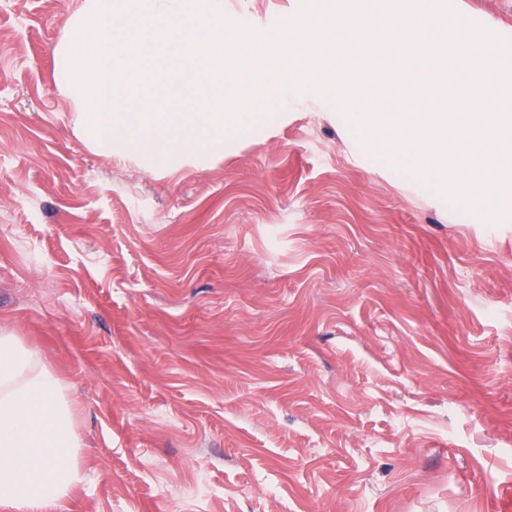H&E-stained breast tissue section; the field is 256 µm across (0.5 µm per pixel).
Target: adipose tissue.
I'll use <instances>...</instances> for the list:
<instances>
[{
	"instance_id": "ef3b65f1",
	"label": "adipose tissue",
	"mask_w": 512,
	"mask_h": 512,
	"mask_svg": "<svg viewBox=\"0 0 512 512\" xmlns=\"http://www.w3.org/2000/svg\"><path fill=\"white\" fill-rule=\"evenodd\" d=\"M74 405L40 354L0 329V506L52 512L84 482Z\"/></svg>"
}]
</instances>
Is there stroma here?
<instances>
[{
    "label": "stroma",
    "instance_id": "stroma-1",
    "mask_svg": "<svg viewBox=\"0 0 512 512\" xmlns=\"http://www.w3.org/2000/svg\"><path fill=\"white\" fill-rule=\"evenodd\" d=\"M453 3L512 71V0ZM79 5L0 0V327L81 405L55 512H512V221L316 94L163 168L95 152L60 74ZM323 63L387 96L406 68L387 28Z\"/></svg>",
    "mask_w": 512,
    "mask_h": 512
}]
</instances>
